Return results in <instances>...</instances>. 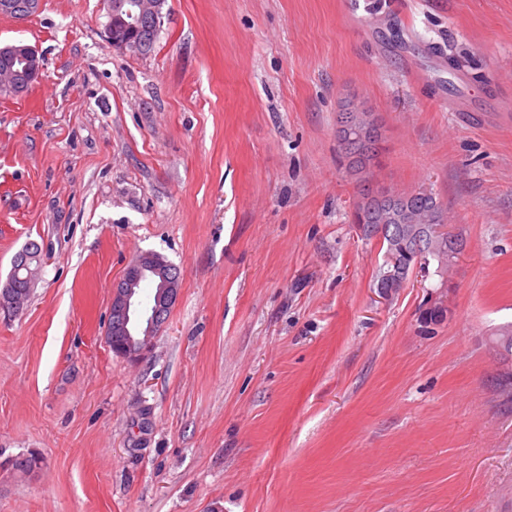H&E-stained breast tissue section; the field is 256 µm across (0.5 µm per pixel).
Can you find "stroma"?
<instances>
[{
	"label": "stroma",
	"instance_id": "1",
	"mask_svg": "<svg viewBox=\"0 0 512 512\" xmlns=\"http://www.w3.org/2000/svg\"><path fill=\"white\" fill-rule=\"evenodd\" d=\"M106 22L0 15L44 63L0 95V286L40 248L0 311V512H512V0H168L146 56ZM347 95L384 126L379 182L435 193L464 241L388 301ZM145 253L182 279L133 363L105 332ZM13 285V288L17 289V292L26 291L28 289L29 292H31L32 289V286L29 287L28 282L23 279H15L13 281ZM11 287L12 281L11 278L9 277L7 285L0 291V309H7V311L12 310L13 312H15L18 309L19 305L23 302L22 300L26 299L27 297L13 291V288Z\"/></svg>",
	"mask_w": 512,
	"mask_h": 512
}]
</instances>
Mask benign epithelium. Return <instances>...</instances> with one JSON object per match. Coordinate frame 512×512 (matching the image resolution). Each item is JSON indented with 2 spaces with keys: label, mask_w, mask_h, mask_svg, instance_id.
<instances>
[{
  "label": "benign epithelium",
  "mask_w": 512,
  "mask_h": 512,
  "mask_svg": "<svg viewBox=\"0 0 512 512\" xmlns=\"http://www.w3.org/2000/svg\"><path fill=\"white\" fill-rule=\"evenodd\" d=\"M167 0H108V13L112 16V26L106 30V39L112 47L122 53L140 54L141 47L132 33L144 27H154L163 22V10ZM41 0H0V15H14L23 21L40 9ZM12 54L23 62L22 70L15 73H0V90L8 89L14 94L29 90L42 69L41 58L31 46L23 43L0 47V54ZM359 138H369L377 130L368 125L360 112H347L336 127V137L349 139L351 134ZM447 233L442 225L422 224L413 228L411 239L433 241L435 237ZM172 265L154 254H143L127 268L122 280L113 289L110 314H112V352L131 362L142 359L152 339L163 326L164 311L175 303L179 288L180 274L171 271ZM427 268L424 253L417 252L414 265L408 266L400 256L390 251L385 253L382 275L377 288L381 298L389 300L395 292L404 287L409 272ZM151 272L158 288L156 306L146 310L143 317L148 325L137 326L134 323L135 306L139 294L141 271ZM25 296L12 290L7 283L0 290V309H18Z\"/></svg>",
  "instance_id": "obj_1"
}]
</instances>
